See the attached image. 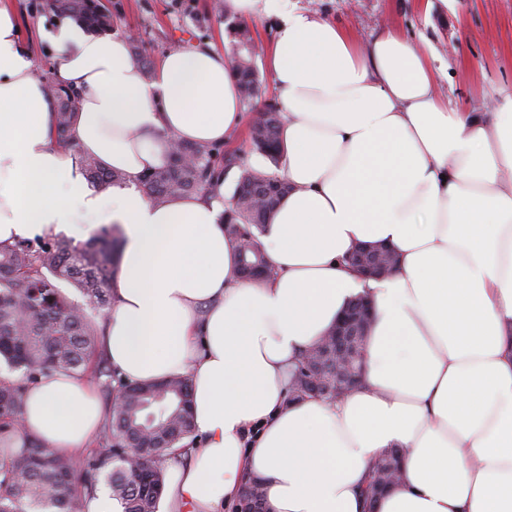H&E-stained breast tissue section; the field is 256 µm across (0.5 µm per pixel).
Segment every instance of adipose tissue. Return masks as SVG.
<instances>
[{"instance_id":"1","label":"adipose tissue","mask_w":512,"mask_h":512,"mask_svg":"<svg viewBox=\"0 0 512 512\" xmlns=\"http://www.w3.org/2000/svg\"><path fill=\"white\" fill-rule=\"evenodd\" d=\"M223 4L279 19L266 62L292 190L258 236L271 277L241 279L223 190L158 205L141 189L174 143L239 129L230 60L187 45L149 77L128 35L59 16L43 37L54 85L77 99L65 150L2 6L0 244L121 227L99 349L128 382L194 376L192 449L166 462L159 512H222L251 478L264 512H367L362 489L389 448L404 449V470L377 512H512V89L469 112L439 93L431 51L395 28L362 43L288 0ZM87 157L121 181L88 182ZM368 242L395 254L392 276L346 265ZM360 295L374 306L364 386L289 400L297 357ZM105 420L88 379L52 375L30 387L22 429L74 454Z\"/></svg>"}]
</instances>
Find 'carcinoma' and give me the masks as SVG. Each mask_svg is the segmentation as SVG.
<instances>
[{"mask_svg":"<svg viewBox=\"0 0 512 512\" xmlns=\"http://www.w3.org/2000/svg\"><path fill=\"white\" fill-rule=\"evenodd\" d=\"M61 14L86 22L100 32L112 30V15L100 10L99 0H54ZM245 53L233 59L240 95H258L260 80L253 62L254 41L249 28L235 31ZM57 104L55 143L69 147L75 95L48 87ZM249 139L255 151L279 162L280 113L273 107L251 125ZM237 163L234 153L216 146L179 142L172 161L146 172L142 188L156 204L170 197L205 191L217 185L224 170ZM87 177L110 185L121 175L98 161H83ZM288 185L262 170L243 168L234 192V205L225 222L227 236L238 242L240 230H260L270 220ZM120 242L116 228L103 227L91 240L76 244L58 236L19 240L0 246V361L20 378L0 376V512H76L77 499L105 483L123 512H157L165 474L159 462L186 451L180 443L192 437L193 375L189 371L167 380L143 384L122 381L98 349L101 321L111 307V283L118 270ZM263 252L241 251L242 267H263ZM78 289L97 317L68 299L61 284ZM367 336H355L348 345L349 361L336 374V345L326 335L313 347L323 369L314 373L307 355L297 359L289 398L327 400L348 389L358 375ZM92 372L103 389L115 393L99 434L100 453L64 455L40 439L20 434L27 389L39 378L60 373L80 376ZM22 435L21 444L14 439ZM400 449L386 452L378 469L399 472Z\"/></svg>","mask_w":512,"mask_h":512,"instance_id":"1","label":"carcinoma"}]
</instances>
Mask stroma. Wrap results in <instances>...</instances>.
<instances>
[{
	"label": "stroma",
	"mask_w": 512,
	"mask_h": 512,
	"mask_svg": "<svg viewBox=\"0 0 512 512\" xmlns=\"http://www.w3.org/2000/svg\"><path fill=\"white\" fill-rule=\"evenodd\" d=\"M17 15L20 39L31 51L43 78H51L54 60L40 31L56 12L49 0H4ZM299 8L342 20L358 39L392 25L417 47L435 55L441 94L478 112L491 109L495 92L512 86V0H434L423 13L418 0H291ZM211 0H108L114 31L133 32L152 64L176 47L205 45L236 53L233 29L238 16L212 11ZM238 164L224 175V193L233 195L241 166L264 170L271 162L251 150L247 130L223 146Z\"/></svg>",
	"instance_id": "1"
}]
</instances>
